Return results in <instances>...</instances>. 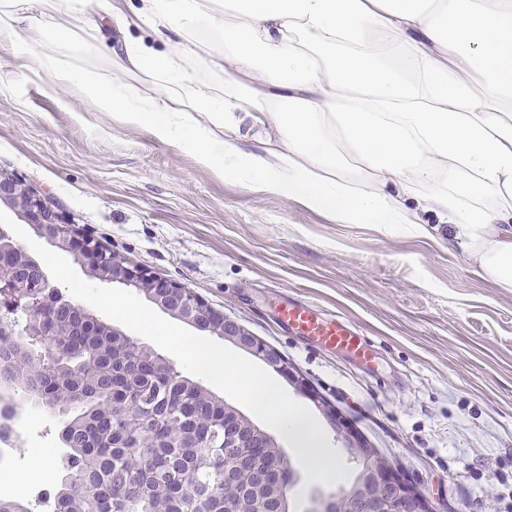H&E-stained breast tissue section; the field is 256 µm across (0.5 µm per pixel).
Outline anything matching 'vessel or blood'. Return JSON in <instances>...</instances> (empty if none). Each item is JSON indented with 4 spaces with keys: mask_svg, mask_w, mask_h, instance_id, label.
<instances>
[{
    "mask_svg": "<svg viewBox=\"0 0 512 512\" xmlns=\"http://www.w3.org/2000/svg\"><path fill=\"white\" fill-rule=\"evenodd\" d=\"M279 317L297 336L344 351L364 363L374 358L373 346L367 337L362 336L352 325L320 316L309 306L285 304L279 311Z\"/></svg>",
    "mask_w": 512,
    "mask_h": 512,
    "instance_id": "vessel-or-blood-1",
    "label": "vessel or blood"
}]
</instances>
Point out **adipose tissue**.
<instances>
[{"mask_svg":"<svg viewBox=\"0 0 512 512\" xmlns=\"http://www.w3.org/2000/svg\"><path fill=\"white\" fill-rule=\"evenodd\" d=\"M86 0H0V37L20 10ZM117 27L206 26L224 44V88L197 77L184 40L113 47L152 89L35 59L90 107L193 152L245 187L339 224L429 234L452 225L487 279L512 288V0H142Z\"/></svg>","mask_w":512,"mask_h":512,"instance_id":"adipose-tissue-1","label":"adipose tissue"}]
</instances>
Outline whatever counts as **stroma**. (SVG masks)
<instances>
[{"label":"stroma","mask_w":512,"mask_h":512,"mask_svg":"<svg viewBox=\"0 0 512 512\" xmlns=\"http://www.w3.org/2000/svg\"><path fill=\"white\" fill-rule=\"evenodd\" d=\"M56 19L80 50L29 18L0 40V172L49 199L82 235L187 286L260 338L437 512H496L495 493L512 490V289L481 275L451 225L425 237L339 224L245 189L121 113L87 107L78 89L33 73L34 55L109 76L125 65L114 41L162 50L167 40L109 23L93 40L69 11ZM194 37L198 78L223 87L218 38L207 28ZM289 302L355 324L375 346L372 364L286 330L278 312ZM15 420L21 441L0 469L25 473L40 457L61 484L64 415L26 401Z\"/></svg>","instance_id":"35a3bbf8"}]
</instances>
